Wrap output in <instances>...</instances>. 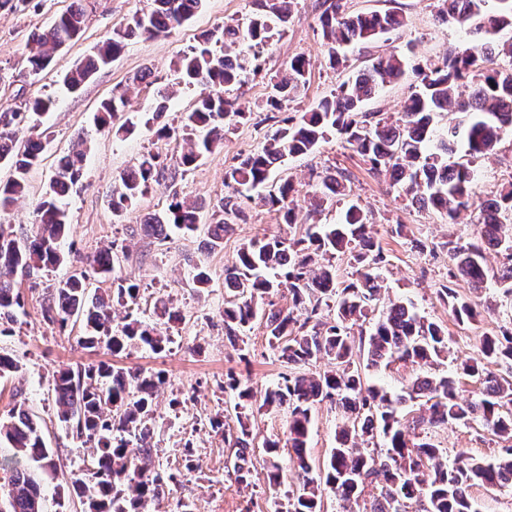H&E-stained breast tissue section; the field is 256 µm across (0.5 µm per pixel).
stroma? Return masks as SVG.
I'll return each mask as SVG.
<instances>
[{
  "label": "stroma",
  "mask_w": 512,
  "mask_h": 512,
  "mask_svg": "<svg viewBox=\"0 0 512 512\" xmlns=\"http://www.w3.org/2000/svg\"><path fill=\"white\" fill-rule=\"evenodd\" d=\"M71 0H41L39 8H21L13 0L0 4V106L18 104L20 98H51L49 112L38 119L45 150L40 162L27 175L28 192L1 215L16 231L31 229L34 205L48 191L56 172L57 160L68 153L78 140L89 147L80 180L65 200L70 233L62 249L65 261L37 275H16L25 294L24 313L19 314L10 336H0V353L16 358L21 370L0 381V419H6L16 396L26 398L52 447L57 448L60 472L78 470L89 450L60 426L56 417L53 374L63 368L108 361L131 369L165 370L166 384L156 398V424L153 442L157 448V469L175 474L177 480L160 499L149 502L145 512H175L178 500L194 502L197 512H274L275 501L284 491L296 489L298 481L288 457H281L284 471L282 489L268 487L263 455L253 460L252 484L244 487L229 477L224 462L228 449L220 432L209 420L223 414L226 425L236 426L234 402L221 392L225 376L235 372L248 377L256 394L276 382L288 365L270 352L262 324H254L248 333L249 356L240 360L224 337V268L235 262L241 245L253 238L301 234L310 210L312 186L317 176L342 173L349 196L327 204L319 221L336 224L343 220L348 200H355L368 212L371 232L381 246L383 260L378 271L384 280L382 298L373 303V314H380L388 300L408 299L421 315L442 326L448 334V353L439 363L422 367L425 376L452 374L457 362L475 355L480 336L497 332L512 321V300L499 289L486 285L474 291L465 281L449 277L450 261L446 242L473 240L481 219L477 207L461 212L457 223H448L444 214L410 203L392 187L388 179L373 175L362 159L342 138L331 135L311 154L287 159L277 174L289 178L295 187L296 223H283L280 214L263 205L243 200L247 213L244 222L232 225L221 247L208 246V226L212 208L225 195L224 174L238 157L259 149L275 122H243L224 136L222 147L204 156L197 164L180 168L174 187L153 185L141 197L136 208L117 216L112 212V188L120 172L138 156L158 152L178 157V143L158 138L164 126H179L200 90L177 84L172 62L177 53L196 44L200 34L223 26L225 22L253 12V0H203L191 20L169 35L130 41L121 56L101 69L83 87L68 91L64 75L88 55L112 29L120 26L136 11L147 8V0H92V10L78 39L57 52L49 67L36 76H26V43L33 30L50 25L69 6ZM349 13H368L391 9L402 15L404 24L383 38L358 50L347 48V62L331 67L324 51L319 16L324 0H297L283 36L274 38L264 53L261 73L249 76L246 83L227 87L226 97L239 100L253 111H260L269 91L270 79L289 59L310 58L311 75L303 91L286 102V114L310 110L321 98L367 65L369 59L385 54L405 56L409 72L388 84L369 100L365 108L388 116L401 112L416 80L414 65L440 61L448 50L464 45L467 35L455 23L435 18V0H343ZM127 88L126 114H149L151 121L138 125L128 137L118 139L101 129L95 120L99 103L113 90ZM170 93L165 112H157L159 91ZM479 178L477 193L486 199L497 195L503 184L512 181V137H504L494 155L472 164ZM190 201L205 202L196 232L172 233L158 241L140 230L145 214L166 209L170 190ZM423 241L425 251L414 249V241ZM112 250L117 276L132 280L140 287L139 305L134 313L147 322H155L154 302L171 298L182 311L184 320L173 325L174 344L170 351L155 354L135 348L115 356L106 350L83 349L78 338L84 333L81 323H70L66 330L44 321L42 308L52 288L62 280L86 269L88 256ZM205 267L211 276L209 288H195L191 277L195 266ZM451 287L461 297L495 306L494 315L480 321L457 324L448 314L439 291ZM342 421L329 404L318 405L312 413L309 448L315 461H322L334 447L335 431ZM191 450H184V443ZM435 442L445 460H454L459 452L488 456L498 448V438L481 424L451 425L437 430Z\"/></svg>",
  "instance_id": "obj_1"
}]
</instances>
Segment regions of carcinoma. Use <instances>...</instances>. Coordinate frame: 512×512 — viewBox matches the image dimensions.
I'll return each instance as SVG.
<instances>
[{
	"label": "carcinoma",
	"instance_id": "obj_1",
	"mask_svg": "<svg viewBox=\"0 0 512 512\" xmlns=\"http://www.w3.org/2000/svg\"><path fill=\"white\" fill-rule=\"evenodd\" d=\"M90 0H72L68 10L51 26L33 33L27 44L28 75L46 70L62 46L78 38L84 29ZM294 0H255L257 11L243 19L200 37L196 44L177 54L173 63L179 82L199 86L202 92L186 113L180 129L162 127L159 137H180L185 143L177 165L191 167L223 144L232 126L252 117L253 112L236 100L224 97V87L240 84L261 71L266 47L285 31ZM202 0H150L115 28L74 69L65 74L68 89H80L97 71L115 61L136 37L148 38L189 21ZM319 16L322 37L331 64L341 61L340 49L365 46L404 25L395 11L351 14L343 0H324ZM442 21H452L466 31L472 46L450 53L440 62L417 65L415 91L404 112L392 119L380 112H367L364 101L406 71L404 57L389 54L371 60L354 77L340 84L336 93L322 98L298 116H286L262 147L242 155L225 173L227 193L208 226L213 248L224 242V233L247 215L239 202L244 193L295 223L293 184L287 178L270 180L271 172L286 159L312 153L334 134L344 139L370 166L389 178L410 197L411 203L430 206L452 219L461 209L478 205L491 222H480L477 236L467 244L448 249L450 277L473 285L492 278L512 296V183L493 199L475 202L474 172L469 164L448 161L461 149L471 158L493 154L506 134L512 135V40L500 33L512 27V0H437ZM311 59L295 56L271 83L266 109L282 110L307 83ZM126 104V91L113 92L97 115L100 126L112 134L127 135L136 123L114 120ZM51 99L35 98L8 107L13 120L0 122V162L10 164L13 177L0 184V212L27 190V174L37 164L44 144L41 136L26 134L32 118L50 110ZM455 112L458 120L439 128L436 116ZM84 150L75 147L59 158L49 190L35 207L36 224L31 234H17L0 225V335L12 334L11 325L25 310V297L14 285L21 273L30 277L65 260L61 242L69 224L64 197L82 176ZM176 173L160 154L147 153L120 175L112 189V211L120 216L135 208L139 199L162 179L175 180ZM346 194L343 176L326 174L314 185L313 213ZM205 205L188 202L172 191L166 211L148 214L143 231L160 241L169 231L190 234L197 230ZM496 250L508 262L489 274L485 252ZM349 254L362 266L358 278L343 286L336 282L332 260ZM381 252L369 232V219L355 202L341 224L307 225L293 238H255L243 244L238 260L224 268V288L229 300L224 306V336L239 351L248 348L245 332L256 320L264 321L268 348L288 363V372L267 389L256 403L250 385L230 374L224 392L234 401L238 428L224 435L230 450L227 473L239 485H250L255 446L249 414L253 410L288 413V455L297 472L300 488L278 503L276 512H324V493H331L349 512L352 504L368 495L370 512H408L416 504L419 512H480L471 494L477 486H502L512 476V325L482 336L477 357L461 360L456 370L480 385L476 398H461L451 375L410 376L402 393L392 395L367 385L356 358L365 356L367 366L400 364L405 368L427 364L448 350V337L441 326L420 316L412 302L390 303L369 334H352L353 326L365 321L371 303L378 300L383 280L373 272ZM94 274L108 278L114 272L112 251L103 250L88 259ZM86 272L61 282L43 308L45 321L60 329L72 317L85 328L79 344L86 349L105 348L118 354L145 347L162 353L172 342L170 326L183 317L166 299L155 309L164 325L149 323L127 313L115 323L112 306L136 303L139 287L115 279L112 292L89 294ZM285 288L288 310L276 307L270 296ZM448 312L465 325L477 320L476 305L459 298L452 288L442 289ZM334 312V324L323 321V311ZM329 369L309 372L320 359ZM165 383L155 371L115 368L106 363L63 369L54 376L56 415L72 437L89 449L90 460L63 478L68 495L77 497L86 512H141L175 481L153 467L155 431L154 396ZM424 399L412 424L403 422L402 407ZM327 402L344 415L335 435V447L326 460L315 466L307 443L314 407ZM478 422L499 436L500 448L489 457H469L461 452L453 463L440 460L442 449L433 439L434 429ZM422 430L421 438H409L410 428ZM384 440L383 452L365 447L376 435ZM0 446L13 454L0 457V470L7 482L0 498V512H44L41 484L30 472L36 463L45 472L58 474L55 449L49 447L42 427L25 400L15 401L8 419L0 422ZM263 448L268 460V484L281 486L278 461L280 441L267 440Z\"/></svg>",
	"mask_w": 512,
	"mask_h": 512
}]
</instances>
